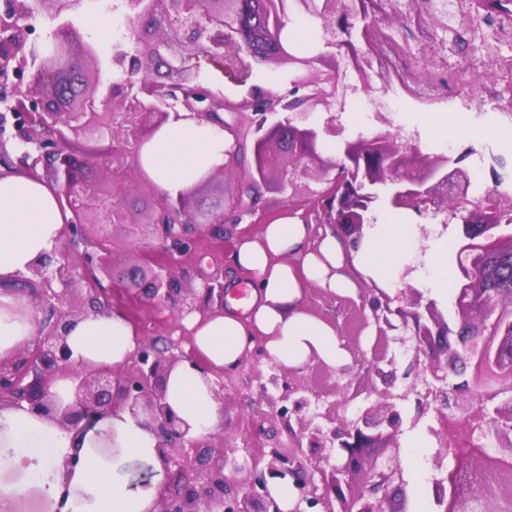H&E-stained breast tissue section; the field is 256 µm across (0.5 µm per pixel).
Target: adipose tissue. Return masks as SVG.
<instances>
[{
    "label": "adipose tissue",
    "instance_id": "adipose-tissue-1",
    "mask_svg": "<svg viewBox=\"0 0 512 512\" xmlns=\"http://www.w3.org/2000/svg\"><path fill=\"white\" fill-rule=\"evenodd\" d=\"M231 142L223 127L180 118L159 127L141 147L142 173L164 193L177 196L224 163ZM71 219L56 189L44 179L15 170L0 171V359L11 357L35 337L42 321L37 303L14 291L15 280L50 252ZM312 225L286 217L237 239L229 264L249 277L244 314L215 310L189 315L195 362H180L166 381V399L190 426L191 436L212 431L222 416L214 389L219 375L235 369L255 343L268 364L296 369L311 360L336 368L350 353L330 323L302 310L309 286L348 295L355 284L347 272L389 282L413 244L414 227L382 215L359 248L333 234L314 239ZM140 336L120 310L89 315L74 323L67 344L74 361L124 366ZM158 440L128 413L100 421L83 437L26 410L0 408V471L39 473L37 488L62 512H156L152 492L117 483L113 472L130 457L158 460ZM79 451L80 462L66 472L63 460Z\"/></svg>",
    "mask_w": 512,
    "mask_h": 512
}]
</instances>
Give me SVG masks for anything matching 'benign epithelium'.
I'll return each mask as SVG.
<instances>
[{"instance_id": "benign-epithelium-1", "label": "benign epithelium", "mask_w": 512, "mask_h": 512, "mask_svg": "<svg viewBox=\"0 0 512 512\" xmlns=\"http://www.w3.org/2000/svg\"><path fill=\"white\" fill-rule=\"evenodd\" d=\"M322 21L324 44L336 46V20L345 12L347 0H124L129 37L135 54L130 69L113 80L104 95L98 94L104 60L85 41L76 16L83 0H39L49 6L57 21L53 47L31 54L37 66L27 82H21L28 60L22 53L32 27L19 24L30 7L29 0H10L8 12L0 17V28L10 35L0 40V103L14 117L12 138L22 148L20 162L29 172L51 183L72 213L68 230L81 234L86 224H124L127 214L122 198L132 184L125 177L128 156L139 152L153 132L170 114L188 112L203 121H222L219 111L234 112V125L224 124L234 143L225 151L224 166L208 173L200 182L232 177L238 165L248 163L243 182L223 198L220 209L207 214L187 206L189 193L177 198L161 196L148 225L151 234L167 239L169 254L186 251L184 234L173 225L203 223L215 235H224L223 224H264L259 206L262 190L275 176L289 190L288 213L305 224H340L360 234L370 223L378 194L377 185L389 186L387 200L394 209L412 212L417 218L445 214L460 220L457 264L459 288L455 299L458 330L429 301L426 314L402 307L373 308L376 324L398 329L412 328L418 342L425 343L434 360L426 366L440 386L427 389L425 396L438 404L442 427L429 428L441 448L454 457L453 469L432 481L431 494L437 512H507L512 506V482L499 480L478 495L463 490L469 478L489 473L493 460L512 461V294L490 286L489 267L512 259V192L495 182L492 198L475 201L470 196L471 180L461 167L465 157L447 154L420 156L416 146L397 142L398 136L379 131L370 138L345 143L344 160L334 164L316 151L319 131L309 122L311 114L326 110L336 98L340 66L357 76L363 89L377 82L383 89L399 87L420 104L448 97V78L438 75L424 88L420 72L401 75L390 68L376 50L382 43L399 47L396 29L420 44L432 42L436 31H450L448 15L454 2L464 0H407V11H382L381 0H353L349 19L352 43L342 56L332 50L313 57L298 56L283 44L288 23L287 3ZM219 65L224 74L243 84V75L254 64L273 63L289 75V89L280 94L252 86L236 100L221 98L201 86L199 58ZM87 67H78L79 61ZM165 71H160V68ZM289 113L283 121L267 125L269 116ZM299 124L294 125L292 121ZM96 143L109 138L117 145L106 150L107 168L115 173L109 196L100 197L84 186L85 160L71 149V137ZM252 158H247V155ZM320 184L311 188L309 182ZM81 255L75 249L54 247L40 256L29 272L40 280L39 299L61 303L78 280L75 270ZM183 288L167 267L153 274L146 292L158 302L180 295ZM88 315L67 312L56 317L39 336L0 362V405L22 407L56 421L80 436L100 420L126 411L158 438L164 463H173L187 473L181 491L161 498L158 512H280L276 503L265 500L256 488H266V478L291 474L301 492L292 512L320 508V512H392L385 507L390 484L399 478L397 454L385 458L366 456L388 429L392 437L401 426L393 406L384 404L364 410L330 436L315 435L311 447L336 446L337 463L323 487L314 482L318 462L311 468L301 461L286 468V460L272 453L265 470L232 498L224 473V459L206 468L197 465L199 447L189 435V426L166 401L165 383L179 361L195 362L190 354L165 356L145 342L130 358L132 369L88 367L71 360L66 333L71 324ZM457 333L460 349L452 350L448 335ZM446 355V361L436 357ZM461 360L472 362L471 382L448 387V371ZM71 381L72 401L61 406L53 384ZM503 395L493 409L487 402ZM492 434L495 444L487 450L476 434Z\"/></svg>"}]
</instances>
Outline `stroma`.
<instances>
[{"label": "stroma", "mask_w": 512, "mask_h": 512, "mask_svg": "<svg viewBox=\"0 0 512 512\" xmlns=\"http://www.w3.org/2000/svg\"><path fill=\"white\" fill-rule=\"evenodd\" d=\"M118 0H102L100 15L111 19L108 30L89 25L87 17L78 22L86 40L94 44L104 58H111L112 48L127 45V22L117 10ZM495 21L478 19L472 22L464 42L445 53L447 67L481 64L488 58L512 59V40L497 38ZM388 113L391 133L401 141L417 145L423 154L443 153L447 137L426 121L430 108L419 105L397 91L376 90L363 93L359 84H352L345 99L333 105L331 111L312 114L313 124L324 125L328 117H335L341 127L339 136H325L317 150L326 160L336 161L343 155L345 142L368 138L376 131V112ZM458 137L462 147L471 151L466 159L469 175L478 169H495L504 187L512 188V122L496 111L476 112L459 117ZM495 127L499 138L489 139L485 131ZM428 237H420L410 251L409 262L415 270L411 275L396 271L389 286H382L372 278L356 275L357 288L349 295H338L318 286L308 288L303 310L310 316L335 326L344 340L351 358L345 369H334L318 360L298 370L269 365L264 360L261 346H254L233 371L225 372L223 418L209 434L200 436L201 458L214 461L223 456L224 473L237 483L250 484L254 479L255 463H267L272 452L304 461L310 458L312 428L328 431L341 427L344 420L378 401L384 388L379 378L369 375L371 364L393 368L395 382L389 388L393 403L400 413L402 425L394 439L398 446L400 481L390 488L392 503H404L407 512H434L431 483L439 472L434 466L437 444L429 430L439 427L440 420L434 408L419 410L415 398L404 397L407 383H414L416 391L425 388L422 368L425 356L414 353L413 343H401L397 332L379 334L372 318L371 301L387 302L391 307L405 305L413 294L424 300H435L445 318L454 316L453 291L457 289L456 258L448 260L449 296H434L421 283V271L427 262L429 240L444 239L455 242L456 225H443L441 219L427 221ZM255 224H238L223 241H216L206 225H197L192 242L185 255L170 262L164 249H157V263L172 264L174 275L182 287L200 291L204 285L214 286L228 282L244 285L242 274L231 270L228 256L236 238L245 233L258 232ZM85 241L79 252L96 254L98 246L109 249L112 262L108 269L93 263L80 267V274L93 278L101 302L118 307L138 326L140 336L165 354L187 351L189 336L175 309L148 299L146 281L133 276L132 271L142 262L135 248L134 229L128 224H114L103 228L94 224L83 227ZM116 482L135 488H152L154 495H170L180 490L184 479L177 466L158 464L142 458L126 460L115 472Z\"/></svg>", "instance_id": "stroma-1"}]
</instances>
